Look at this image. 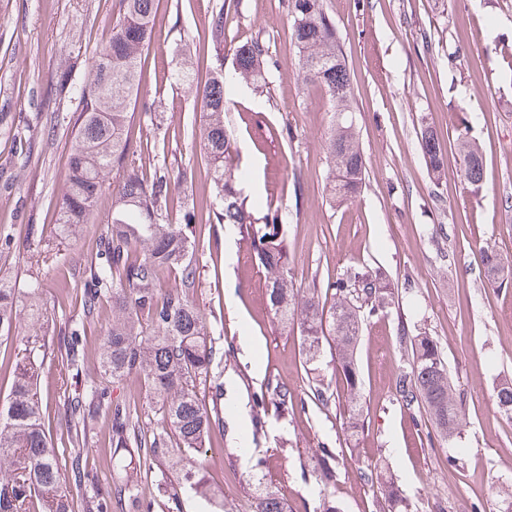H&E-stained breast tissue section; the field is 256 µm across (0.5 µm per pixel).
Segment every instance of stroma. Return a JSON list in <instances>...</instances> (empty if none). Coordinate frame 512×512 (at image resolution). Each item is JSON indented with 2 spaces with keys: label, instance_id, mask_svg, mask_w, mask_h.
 Returning <instances> with one entry per match:
<instances>
[{
  "label": "stroma",
  "instance_id": "stroma-1",
  "mask_svg": "<svg viewBox=\"0 0 512 512\" xmlns=\"http://www.w3.org/2000/svg\"><path fill=\"white\" fill-rule=\"evenodd\" d=\"M220 0H157L153 41L141 59L132 138L153 125L157 169L177 176L186 204L209 208L212 184L200 146L198 98L175 78V59L200 51L192 74L205 83L231 67L233 50L259 42L268 60L264 90L240 83L229 93L224 121L242 167L255 216L285 207L288 254L298 284L312 285L364 264L386 272L399 303L387 320L363 323L357 350L365 428L347 440L348 410L330 360L319 375L327 404L309 401L297 328L280 329L267 306L262 271L244 246L233 268L224 264V227L196 232L200 286L194 296L206 316L220 360L210 380L224 393L223 427L210 439L207 473L224 485V502L239 508L249 479L261 478L292 512H377L381 476L364 481L360 467L382 458L409 495L415 512H499L512 496V419L493 390L512 377V285L484 281L483 247L512 264V0H326L350 69L366 180L359 200L331 207L324 189L330 106L315 87L294 77L289 0H230L224 47L211 41ZM113 0H0V278L43 288L49 330L82 323L81 375L99 373L98 348L111 304L83 323L76 299L97 238L107 231L112 188L104 186L96 219L73 236L58 219L65 163L74 129L69 122L92 79V61L108 40ZM470 118L480 144L483 191L471 197L454 148L457 119ZM431 127L446 148L445 176L433 183L418 145ZM418 325L438 338L470 422L458 439L467 454L449 465L425 431L411 428L393 398L402 350L398 330ZM288 387L296 403L287 415L269 413L255 427L254 394L268 380ZM76 379L45 361L39 391L55 417V447L67 441L64 401ZM109 420L100 416L86 468L109 487L118 474L108 446ZM335 449L337 477H320V447Z\"/></svg>",
  "mask_w": 512,
  "mask_h": 512
}]
</instances>
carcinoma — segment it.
Masks as SVG:
<instances>
[{
	"mask_svg": "<svg viewBox=\"0 0 512 512\" xmlns=\"http://www.w3.org/2000/svg\"><path fill=\"white\" fill-rule=\"evenodd\" d=\"M116 17L109 40L92 63V79L81 94L74 116V140L67 158L65 189L60 203L61 231L77 232L95 214V203L107 175L120 173L112 187V213L108 231L99 239L88 263L81 289L84 317L98 315L102 300L112 303V323L99 350L104 380L88 378L68 393V447L56 448L46 428V413L37 383L45 359L37 337L44 324L32 325L35 340L25 344L21 358L10 365L8 396L0 404V512H112V497L124 501L126 512H152L153 500L138 489V479L128 474L133 457L166 468L162 491L169 512H183V496L208 502L213 512H229L224 492L212 487L204 465L206 439L222 428L217 404L206 406L200 387L206 385L216 356L204 312L194 294L199 271L194 261L196 238L192 225L203 223L195 209H186L182 223L169 215L175 204L176 183L151 168L143 154L133 149L128 131V108L137 101L138 65L152 40L154 0H115ZM291 40L298 50L296 79L325 92L332 108L327 132L325 189L331 202L350 204L365 184V165L359 131L353 120L354 103L350 70L336 64L340 47L325 0H289ZM224 6L212 14V37L221 45ZM236 81L255 89L266 87V53L257 42L238 47L233 59ZM232 84L224 73L195 87L201 100V142L210 165L209 174L220 209L219 224L239 230L241 240L264 270L270 310L283 328L300 332L303 369L319 361L324 347L343 383L346 402L354 415L346 430L364 426L361 381L356 362L360 326L383 320L395 306L386 277L366 267H350L327 279L322 288H301L291 272L284 226L288 214L270 209L260 219L244 206L241 184L245 173L235 164L234 147L224 112ZM466 115L458 120L457 148L464 157L462 177L469 192L478 195L483 181V159L469 136ZM419 146L429 176L442 178L445 155L437 134L426 126ZM486 279L496 288L503 259L494 249L483 250ZM174 285L166 287L165 281ZM25 296L32 318L43 316L42 289L38 281L15 288L0 281V335L17 321L19 296ZM52 351L66 370H79L83 356L78 329L58 331ZM404 353L395 378V400L415 425L427 415L437 437L451 445L468 426L456 396L440 342L425 331L402 330ZM132 376L143 379L156 420L142 422L137 409L122 394H114ZM294 397L279 384L267 386L256 397L259 413L272 405L288 412ZM496 405L512 419V380L496 386ZM111 414L113 466L124 472L113 492L102 493L97 478L80 464L88 436L100 411ZM322 474H335L336 453L319 449ZM384 504L407 508L403 490L389 481L381 486ZM252 512H290L279 494L257 481L253 485Z\"/></svg>",
	"mask_w": 512,
	"mask_h": 512,
	"instance_id": "carcinoma-1",
	"label": "carcinoma"
}]
</instances>
